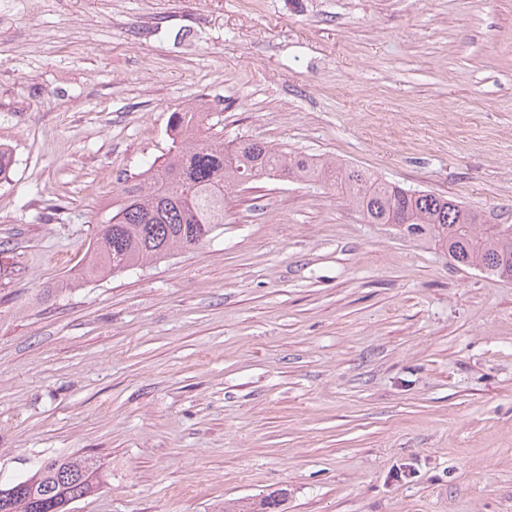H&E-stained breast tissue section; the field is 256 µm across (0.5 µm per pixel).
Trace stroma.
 <instances>
[{
    "mask_svg": "<svg viewBox=\"0 0 512 512\" xmlns=\"http://www.w3.org/2000/svg\"><path fill=\"white\" fill-rule=\"evenodd\" d=\"M197 106L512 224V0H0V481L79 453L110 476L68 512H512V281L331 184L76 281Z\"/></svg>",
    "mask_w": 512,
    "mask_h": 512,
    "instance_id": "stroma-1",
    "label": "stroma"
}]
</instances>
